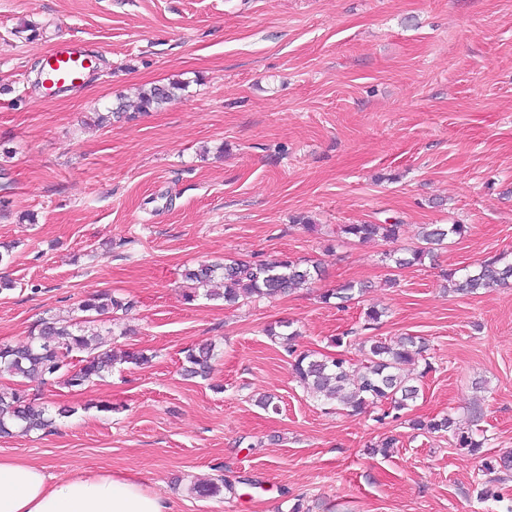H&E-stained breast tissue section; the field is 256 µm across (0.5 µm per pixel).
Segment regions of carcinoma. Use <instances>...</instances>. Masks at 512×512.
I'll return each instance as SVG.
<instances>
[{
    "instance_id": "carcinoma-1",
    "label": "carcinoma",
    "mask_w": 512,
    "mask_h": 512,
    "mask_svg": "<svg viewBox=\"0 0 512 512\" xmlns=\"http://www.w3.org/2000/svg\"><path fill=\"white\" fill-rule=\"evenodd\" d=\"M184 84L177 80L166 85L140 89L138 111H157L179 97ZM401 224H343L338 233L359 242L382 239L394 242L399 237ZM466 232L464 224H425L421 238L426 247L412 250L407 257L394 260L396 267L421 265L433 256L431 246L442 244L448 237ZM320 267L287 255L272 260L247 261L232 259L224 263H204L187 269L184 279L191 287L183 292L184 301L191 303L200 296L222 299L233 305L242 297L272 298L286 291L308 288L319 276ZM448 290L458 294H475L480 290L503 285L512 279V261L502 254L492 257L473 270L458 275L444 274ZM363 288L349 282L321 296L325 304L336 300V306L354 300ZM133 306L132 301L103 293L82 301L77 310L81 316L69 320L55 316L41 318L35 332L21 345L0 344V369L22 380L10 390L0 389V436L17 431L30 434L51 429L56 418H67L73 410L60 408L52 415L49 408L29 398L24 382L46 385L59 383L71 390L79 389L94 379H103L112 373L115 363L137 368L151 364L153 356L140 350L103 349L100 332L90 329L95 317L114 314ZM267 335L287 342L288 352L294 355L292 374L307 393L326 410L382 411V417L399 415L417 399L418 378L407 370L425 351L419 337L398 336L386 342L369 336L364 340V358L353 373L349 360L342 353L327 356L314 351L296 352L294 341L299 333L288 334L271 327ZM215 359V346L200 343L185 350L183 372L187 377H208ZM481 407L470 409L463 422L448 414L428 421L415 420L412 428L424 433L448 434L455 447L471 455L482 454L488 436L479 428ZM482 467L487 473L512 471V452L484 456Z\"/></svg>"
}]
</instances>
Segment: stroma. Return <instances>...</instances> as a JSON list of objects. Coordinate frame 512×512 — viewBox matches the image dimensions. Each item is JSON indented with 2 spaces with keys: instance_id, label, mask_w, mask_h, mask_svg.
<instances>
[{
  "instance_id": "1",
  "label": "stroma",
  "mask_w": 512,
  "mask_h": 512,
  "mask_svg": "<svg viewBox=\"0 0 512 512\" xmlns=\"http://www.w3.org/2000/svg\"><path fill=\"white\" fill-rule=\"evenodd\" d=\"M63 40L92 53L86 83L35 82ZM186 82L133 119L117 96ZM311 217L316 231L299 224ZM402 223L397 242L338 237L342 224ZM424 224H463L434 261L396 268ZM0 343L112 292L133 307L97 323L106 343L152 354L73 391L50 432L0 437V457L145 479L172 512H505L480 501V457L410 419L484 409L487 454L512 452V284L475 295L443 274L512 254V0H0ZM318 263L308 289L186 303V268L280 255ZM367 292L347 308L321 293ZM387 314L363 330L364 312ZM359 361L367 335L425 338L421 393L400 417L328 412L265 334ZM210 379L180 372L201 341ZM485 388H478V381ZM274 396L278 412L257 400ZM391 435L387 457L369 447ZM225 481L214 497L198 483Z\"/></svg>"
}]
</instances>
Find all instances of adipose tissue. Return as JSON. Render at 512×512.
<instances>
[{"mask_svg":"<svg viewBox=\"0 0 512 512\" xmlns=\"http://www.w3.org/2000/svg\"><path fill=\"white\" fill-rule=\"evenodd\" d=\"M0 512H170V504L133 476L57 481L47 465L0 458Z\"/></svg>","mask_w":512,"mask_h":512,"instance_id":"obj_1","label":"adipose tissue"}]
</instances>
